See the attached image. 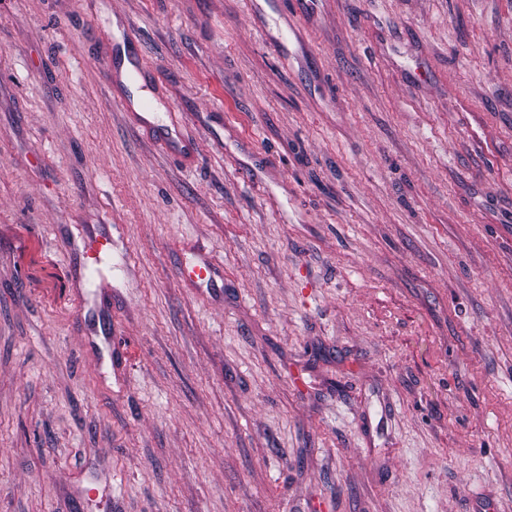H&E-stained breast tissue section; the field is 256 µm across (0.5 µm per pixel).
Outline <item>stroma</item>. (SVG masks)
Listing matches in <instances>:
<instances>
[{"instance_id":"1","label":"stroma","mask_w":512,"mask_h":512,"mask_svg":"<svg viewBox=\"0 0 512 512\" xmlns=\"http://www.w3.org/2000/svg\"><path fill=\"white\" fill-rule=\"evenodd\" d=\"M116 11L193 163L113 100ZM304 39L0 0V512H512V0H316ZM112 234L102 231L88 233L78 247L79 266L94 267L112 252ZM179 275L198 284H207L212 283L217 277H220V269L207 259H199L181 268Z\"/></svg>"}]
</instances>
